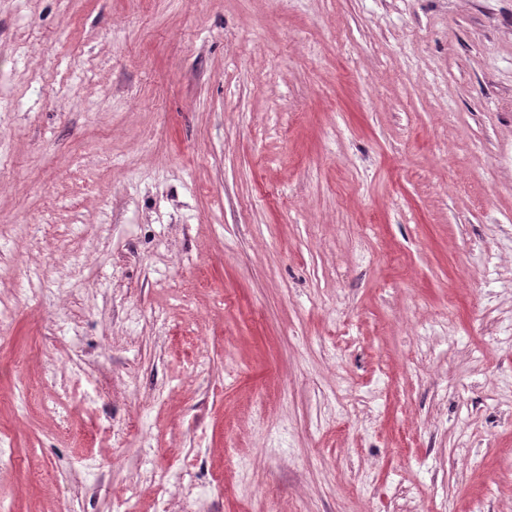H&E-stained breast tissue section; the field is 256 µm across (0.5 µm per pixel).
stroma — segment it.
Segmentation results:
<instances>
[{"mask_svg":"<svg viewBox=\"0 0 512 512\" xmlns=\"http://www.w3.org/2000/svg\"><path fill=\"white\" fill-rule=\"evenodd\" d=\"M0 302L9 512H512V0H0Z\"/></svg>","mask_w":512,"mask_h":512,"instance_id":"1","label":"stroma"}]
</instances>
